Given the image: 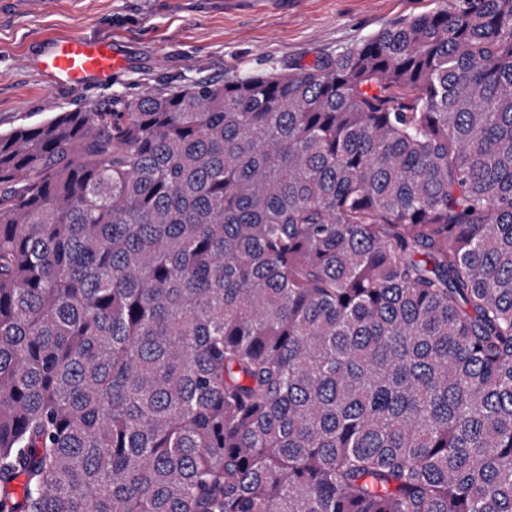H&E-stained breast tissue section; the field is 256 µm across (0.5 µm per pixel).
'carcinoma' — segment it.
<instances>
[{
  "label": "carcinoma",
  "instance_id": "obj_1",
  "mask_svg": "<svg viewBox=\"0 0 512 512\" xmlns=\"http://www.w3.org/2000/svg\"><path fill=\"white\" fill-rule=\"evenodd\" d=\"M0 134V512H512V0Z\"/></svg>",
  "mask_w": 512,
  "mask_h": 512
}]
</instances>
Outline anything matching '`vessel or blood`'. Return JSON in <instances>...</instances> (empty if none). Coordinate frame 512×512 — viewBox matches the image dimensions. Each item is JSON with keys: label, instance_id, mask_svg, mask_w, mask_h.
I'll return each instance as SVG.
<instances>
[{"label": "vessel or blood", "instance_id": "b4317fda", "mask_svg": "<svg viewBox=\"0 0 512 512\" xmlns=\"http://www.w3.org/2000/svg\"><path fill=\"white\" fill-rule=\"evenodd\" d=\"M122 61L109 41L80 35L53 42L37 62V69L51 82L74 85L111 80Z\"/></svg>", "mask_w": 512, "mask_h": 512}]
</instances>
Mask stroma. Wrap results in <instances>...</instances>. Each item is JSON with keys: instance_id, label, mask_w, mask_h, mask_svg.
Returning a JSON list of instances; mask_svg holds the SVG:
<instances>
[{"instance_id": "35a3bbf8", "label": "stroma", "mask_w": 512, "mask_h": 512, "mask_svg": "<svg viewBox=\"0 0 512 512\" xmlns=\"http://www.w3.org/2000/svg\"><path fill=\"white\" fill-rule=\"evenodd\" d=\"M431 6V0H41L28 10L0 0V132L201 77L281 73ZM71 35L111 39L120 73L81 86L45 80L35 60Z\"/></svg>"}]
</instances>
